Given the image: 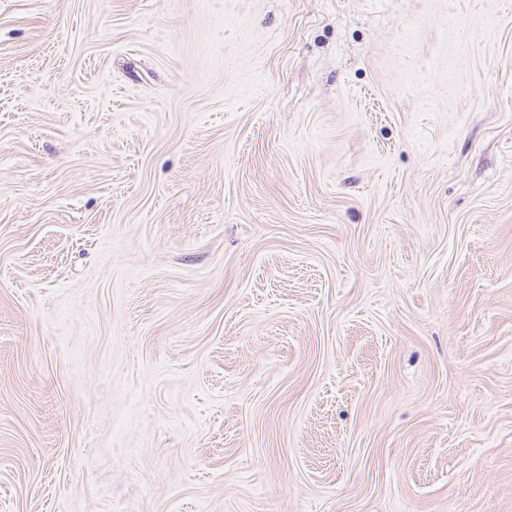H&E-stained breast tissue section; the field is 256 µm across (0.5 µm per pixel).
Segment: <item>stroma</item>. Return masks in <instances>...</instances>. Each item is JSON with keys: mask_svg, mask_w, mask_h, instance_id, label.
<instances>
[{"mask_svg": "<svg viewBox=\"0 0 512 512\" xmlns=\"http://www.w3.org/2000/svg\"><path fill=\"white\" fill-rule=\"evenodd\" d=\"M0 512H512V0H0Z\"/></svg>", "mask_w": 512, "mask_h": 512, "instance_id": "35a3bbf8", "label": "stroma"}]
</instances>
